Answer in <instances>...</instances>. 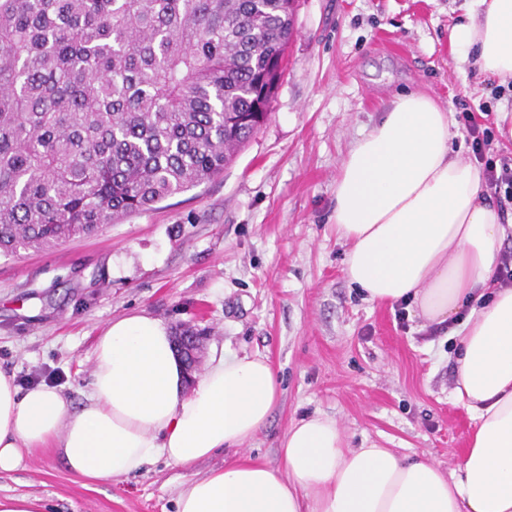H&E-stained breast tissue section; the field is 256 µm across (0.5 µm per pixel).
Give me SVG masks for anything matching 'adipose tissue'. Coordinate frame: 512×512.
<instances>
[{
    "instance_id": "ef3b65f1",
    "label": "adipose tissue",
    "mask_w": 512,
    "mask_h": 512,
    "mask_svg": "<svg viewBox=\"0 0 512 512\" xmlns=\"http://www.w3.org/2000/svg\"><path fill=\"white\" fill-rule=\"evenodd\" d=\"M448 39L457 57L512 82V0H472ZM452 126L428 94L395 96L341 162L333 226L348 246L344 275L368 301L456 323L453 392L474 424L457 470L350 447L320 413L289 426L280 466L241 454L281 397L269 359L224 353L188 388L166 325L137 312L98 336L79 410L0 368V475L18 470L26 449L50 451L88 480L160 460L191 468L234 450L232 462L182 483L177 512H512V288L496 281L512 224L486 198L479 169L452 156Z\"/></svg>"
}]
</instances>
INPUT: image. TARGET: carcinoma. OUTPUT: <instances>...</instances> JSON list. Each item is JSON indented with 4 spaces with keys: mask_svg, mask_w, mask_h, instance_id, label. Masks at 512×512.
<instances>
[{
    "mask_svg": "<svg viewBox=\"0 0 512 512\" xmlns=\"http://www.w3.org/2000/svg\"><path fill=\"white\" fill-rule=\"evenodd\" d=\"M294 0H0V256L224 171L266 121Z\"/></svg>",
    "mask_w": 512,
    "mask_h": 512,
    "instance_id": "1",
    "label": "carcinoma"
}]
</instances>
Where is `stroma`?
Wrapping results in <instances>:
<instances>
[{
  "label": "stroma",
  "instance_id": "stroma-1",
  "mask_svg": "<svg viewBox=\"0 0 512 512\" xmlns=\"http://www.w3.org/2000/svg\"><path fill=\"white\" fill-rule=\"evenodd\" d=\"M471 0H298L296 34L265 124L224 171L155 209L52 249L0 257V367L78 406L108 324L132 312L202 335V364L268 356L283 393L248 454L279 465L288 426L321 412L351 447L391 448L457 469L472 422L452 393L456 340L399 305L366 301L343 272L334 186L351 144L399 93L424 91L495 126L512 91L452 53L448 30ZM194 471L160 461L89 483L47 452H24L0 495L48 512H175Z\"/></svg>",
  "mask_w": 512,
  "mask_h": 512
}]
</instances>
